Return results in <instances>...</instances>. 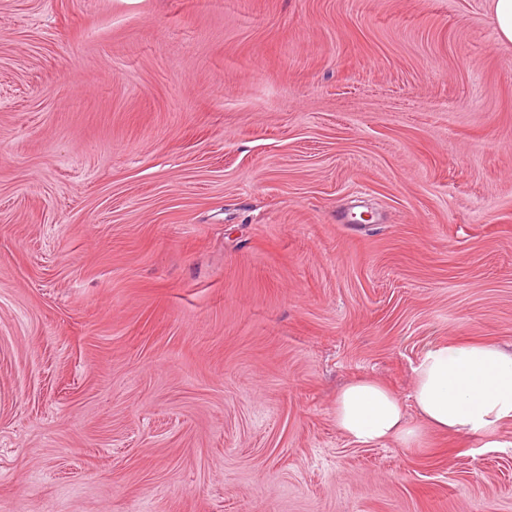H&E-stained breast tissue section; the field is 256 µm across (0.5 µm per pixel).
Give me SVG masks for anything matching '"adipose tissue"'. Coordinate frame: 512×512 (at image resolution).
I'll use <instances>...</instances> for the list:
<instances>
[{"mask_svg":"<svg viewBox=\"0 0 512 512\" xmlns=\"http://www.w3.org/2000/svg\"><path fill=\"white\" fill-rule=\"evenodd\" d=\"M333 418L358 446L424 448L433 435L450 432L501 447L500 430L512 423V351L490 341L431 342L413 369L408 397L360 377L337 393Z\"/></svg>","mask_w":512,"mask_h":512,"instance_id":"ef3b65f1","label":"adipose tissue"}]
</instances>
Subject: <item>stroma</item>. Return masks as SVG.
Masks as SVG:
<instances>
[{
    "label": "stroma",
    "instance_id": "obj_1",
    "mask_svg": "<svg viewBox=\"0 0 512 512\" xmlns=\"http://www.w3.org/2000/svg\"><path fill=\"white\" fill-rule=\"evenodd\" d=\"M491 0H0V512H512L502 447L351 445L512 349ZM332 413L358 446L425 448L433 435L450 432L478 439L481 448L502 447L500 430L512 423V351L490 341L431 342L413 368L407 399L360 377L336 394Z\"/></svg>",
    "mask_w": 512,
    "mask_h": 512
}]
</instances>
